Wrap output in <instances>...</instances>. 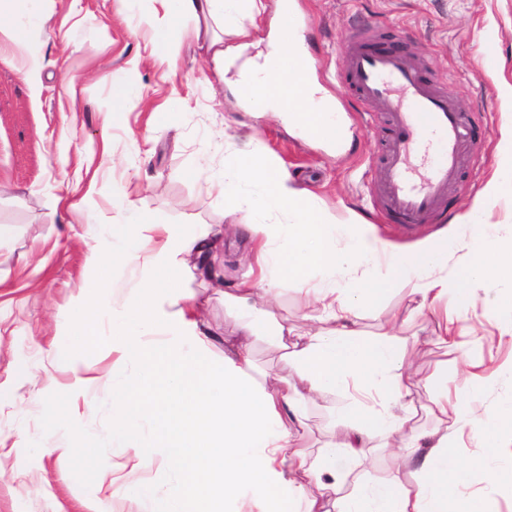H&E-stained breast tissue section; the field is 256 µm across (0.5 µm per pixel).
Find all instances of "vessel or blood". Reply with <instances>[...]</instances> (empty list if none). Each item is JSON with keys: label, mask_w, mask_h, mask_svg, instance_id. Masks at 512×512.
Wrapping results in <instances>:
<instances>
[{"label": "vessel or blood", "mask_w": 512, "mask_h": 512, "mask_svg": "<svg viewBox=\"0 0 512 512\" xmlns=\"http://www.w3.org/2000/svg\"><path fill=\"white\" fill-rule=\"evenodd\" d=\"M336 73L368 103L364 121L389 126L376 199L387 220L416 229L441 210L459 182L473 128L449 86L435 83L422 63L395 49L377 50L355 33L339 52Z\"/></svg>", "instance_id": "b4317fda"}]
</instances>
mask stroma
Here are the masks:
<instances>
[{
  "label": "stroma",
  "mask_w": 512,
  "mask_h": 512,
  "mask_svg": "<svg viewBox=\"0 0 512 512\" xmlns=\"http://www.w3.org/2000/svg\"><path fill=\"white\" fill-rule=\"evenodd\" d=\"M299 28L313 61L312 77L334 98L345 135L341 145L308 139L304 130L281 117L241 110L228 88L211 87L210 66L192 39L193 22L174 26L169 41L178 56L162 61L151 53L147 19L163 16V0H39L53 25L28 26L27 46L43 61L40 93L32 95L15 69L10 46L0 47V225L11 227L0 239V512H86L84 491L96 467L111 469L118 481L163 484L165 468L134 470L122 456L105 451L88 456L79 431L106 437L112 412L103 389L119 352L103 346L87 350L97 382L74 392V373L53 346L67 326L69 311L94 271L88 244L100 225L127 221L130 208L154 213L166 224L195 230L220 227L208 265L190 260L180 288L212 340L203 359L213 371L224 366L227 342L238 330L241 311L225 303L224 293L244 279L243 258L254 245L244 224L254 214L231 213L219 177L231 167L242 141L224 131L225 119L244 123L252 146L284 164L291 176L315 196L329 219L356 213L374 224L386 247L415 244L445 227L470 242L480 241L482 226L453 225L502 165L501 128L506 105L498 79L512 82V0H295ZM369 24L385 44L417 55L431 74L454 91L461 112L474 128L477 158L464 167L445 213L403 231L385 222L373 187L389 138L384 121L362 124L360 108L344 80L336 76V58L350 30ZM123 85L130 100L122 121L104 127L112 107V88ZM167 113L158 122L157 113ZM195 170V179L185 171ZM79 209H71V202ZM143 270L134 262L114 271L108 293L115 308L136 301ZM500 280L477 284L478 302L465 311L449 309L455 328L476 335L468 356L436 345L432 321L408 318V289L388 293L380 308L361 314V329L384 332L399 320L414 359L408 385L418 409L413 424L420 432L436 428L426 412L424 381L442 367L494 376L480 392L489 416L512 403V336L488 315L484 302L501 294ZM309 296L302 286L285 287L273 301L278 319L299 331H315L304 320ZM33 368L46 387L44 401L29 400L24 368ZM339 397L327 395L306 404L309 431L305 448H317L337 429ZM66 419L45 423L47 408ZM459 456L474 466L469 493L482 496L489 512H512V492L492 485L486 475L512 474V444L489 448L464 433ZM402 471L417 478L414 459L377 448L356 468L364 483L376 484Z\"/></svg>",
  "instance_id": "1"
}]
</instances>
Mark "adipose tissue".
<instances>
[{
  "label": "adipose tissue",
  "instance_id": "1",
  "mask_svg": "<svg viewBox=\"0 0 512 512\" xmlns=\"http://www.w3.org/2000/svg\"><path fill=\"white\" fill-rule=\"evenodd\" d=\"M31 2L0 0V39L19 48L17 69L33 85L42 64L25 50L23 30L12 20L19 4ZM167 2L163 22L153 27L156 49L168 50V31L174 25L220 20L221 32L205 34L216 78L236 69L230 87L246 109L287 115L294 124L315 127L318 138L335 141L341 123L333 99L323 95L307 73L296 72L288 80L282 76L284 66L306 53L298 27L285 20L295 9L293 0H279V19L260 59L243 56L252 36L246 18L258 14L257 0H235L232 8L225 0ZM228 33L238 38V45L225 46ZM502 141L503 168L487 182L480 202L457 216V223H478L483 202L512 195V114L502 126ZM221 186L235 210L261 217L249 227L259 244L260 276L242 281L234 297L246 317L222 371L204 369L208 334L177 292L185 257L202 252L205 234L184 232L138 210L132 225L108 226L110 252L90 246L89 262L98 282L75 302L57 343L77 375V385L85 383L86 350L102 338L134 369L106 389L112 406L107 440L85 435L84 447L93 451L105 446L133 458L140 468L160 463L174 472V480L164 485L138 484L135 492L144 512H224L226 500L244 486L263 493L254 504L256 512H488L482 497H463L473 472L455 448L467 429L493 448L512 438V405L497 418H488L470 377L461 376L452 385L442 374L432 380L431 411L443 432L397 441L396 432L412 412L403 385L407 350L394 330L371 337L358 329L356 318L358 309L377 307L386 293L410 279L421 309L438 319L440 344L465 350L469 341L464 330L449 328L448 316L439 313L437 304L450 295L469 303L471 283L491 277L512 283V237L493 234L485 249L470 250L458 276L460 286L453 289L445 271L448 249L457 243L454 236L428 239L413 250L380 258L368 222L350 215L349 230L337 235L309 191L277 160L256 149L242 152L237 165L225 171ZM145 231L162 233L164 242L144 258L140 252ZM138 257L144 260V293L123 308L110 307L98 283L109 279L114 266ZM314 268L324 284L310 288L308 317L330 323V330L309 332L293 342L290 329L278 325L280 342L292 344L287 356L296 377L256 379L250 343L255 320L272 318L268 299L287 283L307 285ZM160 294L167 295L169 311L156 307ZM174 325L182 333L181 346L150 342V335ZM326 392L346 397L339 409L343 430L317 452L300 450V405ZM374 444L416 458L420 478L412 483L397 472L376 485L358 483L343 493L349 477L344 462L362 460ZM295 473L305 477V484H293Z\"/></svg>",
  "mask_w": 512,
  "mask_h": 512
}]
</instances>
